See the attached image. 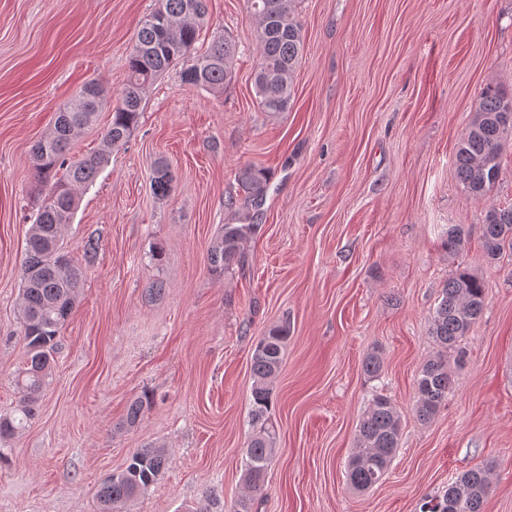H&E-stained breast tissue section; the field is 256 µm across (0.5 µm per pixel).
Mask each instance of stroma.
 <instances>
[{
	"label": "stroma",
	"instance_id": "obj_1",
	"mask_svg": "<svg viewBox=\"0 0 512 512\" xmlns=\"http://www.w3.org/2000/svg\"><path fill=\"white\" fill-rule=\"evenodd\" d=\"M160 0H0V415L17 409L26 359L22 265L45 196L31 149L88 81L119 96L138 27ZM197 49L236 42L222 93L172 68L144 92L139 127L79 193L63 244L95 241L35 417L0 439V512H98L101 482L134 451L170 462L125 512H192L243 491L250 358L287 323L270 416L279 437L255 512H420L471 469L492 473L484 512H512V251L487 259L489 208L512 206V145L480 199L454 156L484 88L512 93V0H294L304 52L291 108L257 101V23L246 0H207ZM169 165V195L151 188ZM270 180L246 211L236 175ZM258 231L245 262L210 270L221 225ZM466 241L448 254L449 225ZM85 261V260H84ZM485 286L480 322L449 353L447 403L416 417V377L438 352L430 320L449 276ZM383 359L368 380L363 360ZM402 419L379 484L346 476L374 393ZM147 398L135 427L129 402Z\"/></svg>",
	"mask_w": 512,
	"mask_h": 512
}]
</instances>
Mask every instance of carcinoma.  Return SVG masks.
<instances>
[{"label":"carcinoma","instance_id":"obj_1","mask_svg":"<svg viewBox=\"0 0 512 512\" xmlns=\"http://www.w3.org/2000/svg\"><path fill=\"white\" fill-rule=\"evenodd\" d=\"M194 0H161V5L141 24L129 54L128 78L117 104L101 95L96 100L78 93L58 112L54 129L32 148L37 180L50 184L31 224L27 254L22 268V328L27 348L26 367L17 376L21 393L15 417H0V436H8L25 426L35 414L46 378L54 362L56 338L78 297L85 268L65 251L62 230L71 223L78 207V191L91 184L108 162L112 149L127 144L139 125L145 87L166 70L182 66V79L212 93H219L232 79L237 45L229 38L212 41L204 51L196 50L207 10L191 11ZM256 18L257 52L255 91L265 112H286L293 100L292 75L302 60L303 35L294 20L291 0H247ZM166 17L163 29L154 23L157 15ZM111 108L112 121L102 148L90 155L69 158L70 145L77 134L91 125L98 112ZM512 128V94L498 87H487L481 94L475 118L457 145L454 173L463 188L481 198L495 184L503 152L501 140ZM243 205H262L268 174L253 165L238 171ZM153 192L166 196L173 174L159 162L151 179ZM257 224H226L210 246L211 270L223 274L243 263L244 244L256 234ZM464 243L463 228L448 226L444 247L458 253ZM483 249L490 259L512 250V207L489 210L484 219ZM485 291L481 280L466 269L456 270L442 289L429 333L439 347L438 354L422 367L416 380L417 416L432 419L448 400L452 388L447 353L456 350L482 317ZM288 341V326L268 328L257 341L251 356L253 377L250 423L252 431L242 454V480L248 494L231 502L225 512H253V493L264 486L272 462L277 431L269 416V384L279 373ZM382 358L367 354L364 373L380 377ZM402 431L400 416L391 398L373 397L362 416L356 435V448L348 460L347 476L353 489L367 491L378 484L389 469ZM169 464L160 448H140L132 454L117 476H108L97 490L99 512H123L127 502L153 485ZM491 490L489 472L482 469L460 474L448 490L423 505L421 512H483Z\"/></svg>","mask_w":512,"mask_h":512}]
</instances>
